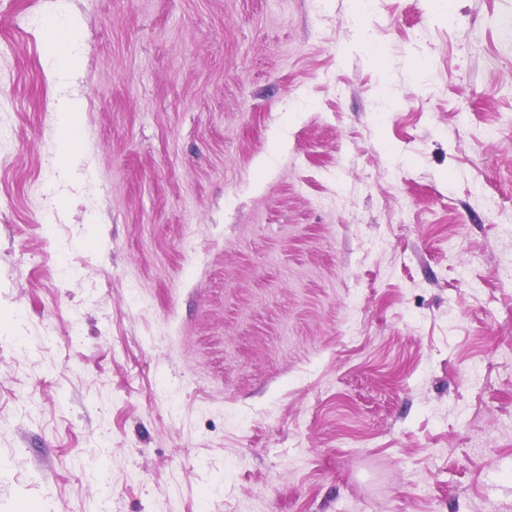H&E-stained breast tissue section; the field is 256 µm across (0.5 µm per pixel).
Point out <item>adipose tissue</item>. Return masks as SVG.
I'll return each mask as SVG.
<instances>
[{"mask_svg": "<svg viewBox=\"0 0 512 512\" xmlns=\"http://www.w3.org/2000/svg\"><path fill=\"white\" fill-rule=\"evenodd\" d=\"M40 27L52 33L51 38L46 41V66L49 76L59 77L76 69L84 52V47L76 35L78 19L60 10L42 18ZM82 110L83 104L77 99H64L57 105L60 151L55 166L65 174L74 171L82 150L76 123V117Z\"/></svg>", "mask_w": 512, "mask_h": 512, "instance_id": "ef3b65f1", "label": "adipose tissue"}]
</instances>
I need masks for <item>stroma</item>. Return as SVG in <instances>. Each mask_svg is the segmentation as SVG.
Listing matches in <instances>:
<instances>
[{
  "label": "stroma",
  "instance_id": "35a3bbf8",
  "mask_svg": "<svg viewBox=\"0 0 512 512\" xmlns=\"http://www.w3.org/2000/svg\"><path fill=\"white\" fill-rule=\"evenodd\" d=\"M57 2L0 0V512H512V0H376L377 57L65 0L61 81ZM39 24L42 30L63 31L67 35L64 40L50 37L46 41V66L49 76L60 77L65 72L76 69L84 52V47L76 36L79 20L62 9L42 18ZM57 112L60 151L57 154L55 166L63 174H69L74 171L82 150L76 116L83 112V103L77 99H63L57 105Z\"/></svg>",
  "mask_w": 512,
  "mask_h": 512
}]
</instances>
